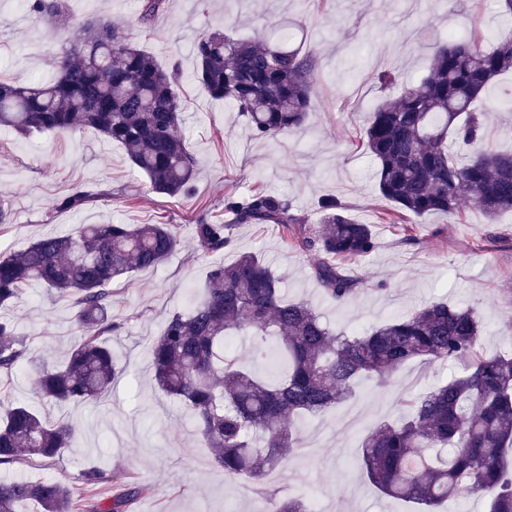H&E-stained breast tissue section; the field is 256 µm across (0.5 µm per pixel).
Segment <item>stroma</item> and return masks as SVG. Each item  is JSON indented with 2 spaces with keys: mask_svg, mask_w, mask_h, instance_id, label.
Returning <instances> with one entry per match:
<instances>
[{
  "mask_svg": "<svg viewBox=\"0 0 512 512\" xmlns=\"http://www.w3.org/2000/svg\"><path fill=\"white\" fill-rule=\"evenodd\" d=\"M59 21L34 24L0 0V79L23 84L51 79L50 58L76 24L103 16L127 32L160 63L189 73L195 66L198 34L216 29L250 36L261 24L297 22V39L317 60V95L301 132L274 141L253 139L245 117L212 99L200 86L183 83L186 104L182 133L194 154L196 190L187 199L151 191L124 147L90 129L19 135L0 130V199L11 210L0 226V252H17L45 234H67L79 224H176L182 244L168 260L132 280L114 283L112 313L122 330L110 339L124 373L107 401L95 407L48 405L46 418L66 417L75 432L72 448L52 464L33 462L5 468L0 480L57 477L79 484L89 466L107 467L111 478L97 494H119L128 476L144 490L130 512H255L256 486L225 477L192 433L189 413L160 391L144 349L167 318L187 311L209 268L252 252L283 278L288 299L312 302L335 330L363 333L420 301L443 300L475 307L482 318L483 346L512 352V212L488 221L475 209L460 215H428L405 242L396 228L376 221L387 208L373 174L376 165L359 130L372 106L399 95L403 85L427 75L432 45L457 33L478 36L489 48L503 31L499 0H168L150 29L139 17L142 0H61ZM389 71L397 84L381 86L374 74ZM488 115L486 141L512 151V72L498 77L477 101ZM97 192L78 211L57 201L75 190ZM267 192L287 197L308 223H318L323 197L342 200L355 220L374 225L376 250L353 264L362 290L349 303L324 300L312 276L314 255L294 251L269 224H240L221 252L202 250L192 235L199 220L226 222L227 192ZM18 332L35 352L58 360L77 341L69 302L47 299L32 285L14 304ZM447 365L413 361L393 390L363 379L356 397L328 414L301 423L304 439L285 466L264 478L281 496L304 495L311 512H412L402 500L383 497L359 465L362 440L378 421L395 417L398 392H421L446 378Z\"/></svg>",
  "mask_w": 512,
  "mask_h": 512,
  "instance_id": "stroma-1",
  "label": "stroma"
}]
</instances>
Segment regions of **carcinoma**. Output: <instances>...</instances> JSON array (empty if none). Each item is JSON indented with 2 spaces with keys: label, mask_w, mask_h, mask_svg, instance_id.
Masks as SVG:
<instances>
[{
  "label": "carcinoma",
  "mask_w": 512,
  "mask_h": 512,
  "mask_svg": "<svg viewBox=\"0 0 512 512\" xmlns=\"http://www.w3.org/2000/svg\"><path fill=\"white\" fill-rule=\"evenodd\" d=\"M35 21L61 15L59 0H24ZM280 25L278 40L262 33L251 40L203 33L194 44L190 77L211 97L246 114L251 135L271 141L298 132L317 87L315 57L294 45ZM55 78L27 85L0 81V128L20 135L68 132L77 126L122 144L152 189L170 197L194 189L196 159L181 133L182 74L162 66L106 18L87 19L79 35L52 59ZM512 71V31L491 50L445 41L434 48L428 74L365 116L360 139L376 162L379 195L394 205L379 220L398 224L406 216L453 217L468 204L492 220L512 211V155L479 148L460 166L448 136L483 142L482 113L473 107L497 76ZM98 198L77 191L58 207L77 211ZM229 224L205 220L194 238L211 252L232 242L239 224H272L296 250L314 253L312 275L322 294L349 302L361 280L342 272L375 248L373 225L360 223L337 198L322 202L319 223L309 224L281 196L228 194ZM176 224H80L66 235H47L25 249L0 254V307L15 303L34 282L48 296L74 309L80 341L64 361L38 358L15 324L0 318V375L24 371L33 389L56 406L96 405L123 367L108 339L122 324L112 315V282L163 264L179 247ZM483 326L473 307L428 301L364 333H335L317 309L289 301L281 278L254 253L210 268L190 309L172 314L147 347L148 362L162 392L194 418L196 436L230 478L263 480L298 453L303 419L326 413L372 379L397 388V375L411 362L454 365L448 380L398 398V416L373 426L360 455L361 469L381 494L437 512L450 497L489 498L488 512H512V354L481 344ZM245 333L253 354L275 361L260 375L237 355L224 354L227 337ZM65 420L47 421L23 401H0V466L50 463L72 446ZM109 470L94 465L75 486L55 478L0 482V512H18L24 502L40 512H128L143 492L131 479L105 502L98 486ZM265 512H307L297 497L261 492Z\"/></svg>",
  "instance_id": "carcinoma-1"
}]
</instances>
